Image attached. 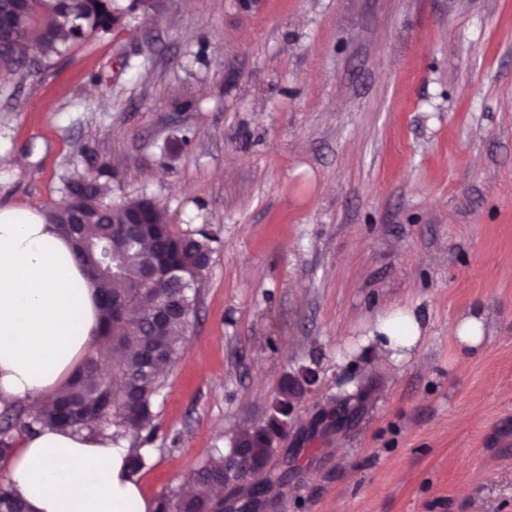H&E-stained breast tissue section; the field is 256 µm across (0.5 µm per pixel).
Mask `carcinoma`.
<instances>
[{
	"label": "carcinoma",
	"mask_w": 512,
	"mask_h": 512,
	"mask_svg": "<svg viewBox=\"0 0 512 512\" xmlns=\"http://www.w3.org/2000/svg\"><path fill=\"white\" fill-rule=\"evenodd\" d=\"M156 9V0H0V62L20 63L31 56H62L77 41L108 33L132 8ZM112 170L73 169L62 177L61 191L70 200L63 209L46 211L49 223L73 244V259L93 284L105 286L100 297L101 333L120 358L89 356L67 390L45 398L30 412L4 409L0 414V459L10 456L17 423L32 429L56 424L78 431L114 428L112 437L133 439L132 474L145 466L139 447L151 441L153 404L164 377L183 355L182 344L200 298L217 238L204 228L177 232L166 211L138 196L117 205L107 201ZM288 423V381H283L273 413L260 427L243 429L231 448L215 453L188 482L192 495L163 493L155 512H224V499L212 490L230 479L245 491L239 512H251L271 488L284 486L288 472L259 468L271 454ZM23 500L0 484V512H14Z\"/></svg>",
	"instance_id": "obj_1"
}]
</instances>
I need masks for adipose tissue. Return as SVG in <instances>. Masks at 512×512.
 I'll return each instance as SVG.
<instances>
[{
	"mask_svg": "<svg viewBox=\"0 0 512 512\" xmlns=\"http://www.w3.org/2000/svg\"><path fill=\"white\" fill-rule=\"evenodd\" d=\"M71 250L41 213L0 206V403L57 394L90 348H111L98 333L102 288ZM424 331L414 307H398L376 315L368 342L400 363ZM128 454L123 440L43 426L15 448L8 483L30 512H153Z\"/></svg>",
	"mask_w": 512,
	"mask_h": 512,
	"instance_id": "adipose-tissue-1",
	"label": "adipose tissue"
}]
</instances>
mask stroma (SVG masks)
<instances>
[{
  "mask_svg": "<svg viewBox=\"0 0 512 512\" xmlns=\"http://www.w3.org/2000/svg\"><path fill=\"white\" fill-rule=\"evenodd\" d=\"M97 96H90L89 87ZM0 205L73 168L218 236L138 473L181 492L281 379L317 390L256 512H512V0H164L38 64L0 63ZM427 332L368 354L385 309ZM487 316L483 350L448 325ZM179 444H172V437ZM366 345L394 363L407 360L420 344L425 327L414 306L387 310L376 315Z\"/></svg>",
  "mask_w": 512,
  "mask_h": 512,
  "instance_id": "35a3bbf8",
  "label": "stroma"
}]
</instances>
